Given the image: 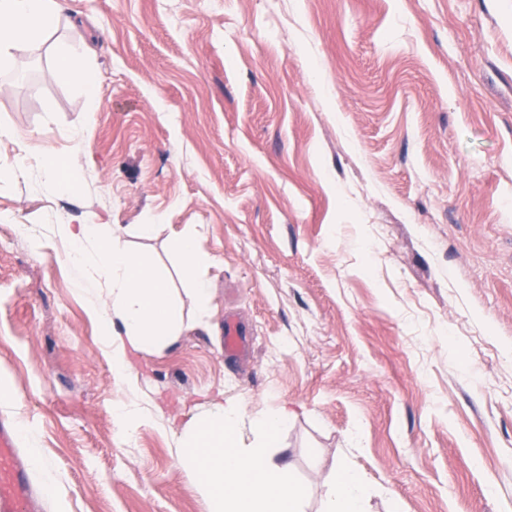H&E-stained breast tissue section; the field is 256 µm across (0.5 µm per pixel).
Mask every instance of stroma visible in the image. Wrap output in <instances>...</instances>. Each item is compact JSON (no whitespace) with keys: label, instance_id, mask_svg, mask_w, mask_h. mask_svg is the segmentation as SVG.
Masks as SVG:
<instances>
[{"label":"stroma","instance_id":"obj_1","mask_svg":"<svg viewBox=\"0 0 512 512\" xmlns=\"http://www.w3.org/2000/svg\"><path fill=\"white\" fill-rule=\"evenodd\" d=\"M62 3L80 26L0 68V163L24 162L0 174V420L41 512H205L176 436L229 399L290 410L305 512L340 459L368 512H512V0ZM57 41L92 44L97 110L48 77ZM50 154L78 161L65 194L34 190ZM85 212L170 270L184 319L169 243L207 258L216 330L134 356L136 393L56 232ZM139 397L126 445L112 408ZM249 332L231 317L224 320V357H238L249 349Z\"/></svg>","mask_w":512,"mask_h":512}]
</instances>
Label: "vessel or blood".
<instances>
[{"mask_svg": "<svg viewBox=\"0 0 512 512\" xmlns=\"http://www.w3.org/2000/svg\"><path fill=\"white\" fill-rule=\"evenodd\" d=\"M248 331L232 318L224 320V353L238 357L249 349ZM0 512H40L30 472L8 423L0 422Z\"/></svg>", "mask_w": 512, "mask_h": 512, "instance_id": "b4317fda", "label": "vessel or blood"}]
</instances>
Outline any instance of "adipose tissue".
Instances as JSON below:
<instances>
[{
	"label": "adipose tissue",
	"mask_w": 512,
	"mask_h": 512,
	"mask_svg": "<svg viewBox=\"0 0 512 512\" xmlns=\"http://www.w3.org/2000/svg\"><path fill=\"white\" fill-rule=\"evenodd\" d=\"M59 23V0H0V63H9L19 46L40 47ZM90 52L85 44L55 45L49 75L74 86L92 110L98 105V75L87 61ZM117 231V225L103 223L94 213L57 227L59 236L70 244L68 262L79 268L87 281L102 285L92 302V313L104 328L114 378L131 387L138 379L132 354L161 353L195 326L177 311L169 270L111 243L110 236ZM172 250L181 261L182 276L200 317H208L212 293L196 274L200 257L195 237L179 235ZM324 486L320 512H367L365 476L347 462L335 465Z\"/></svg>",
	"instance_id": "adipose-tissue-1"
}]
</instances>
